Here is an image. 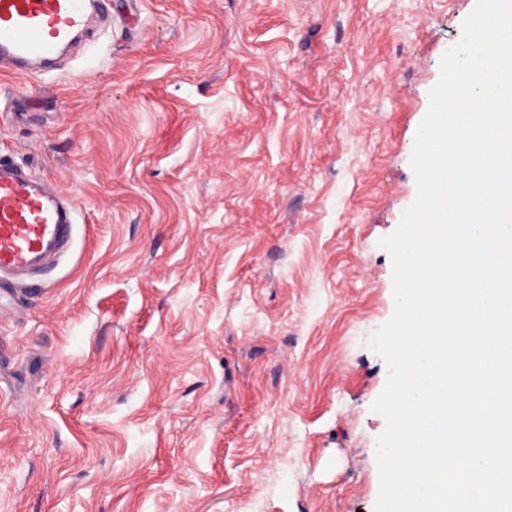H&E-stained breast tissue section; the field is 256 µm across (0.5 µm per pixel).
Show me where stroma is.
Listing matches in <instances>:
<instances>
[{
	"mask_svg": "<svg viewBox=\"0 0 512 512\" xmlns=\"http://www.w3.org/2000/svg\"><path fill=\"white\" fill-rule=\"evenodd\" d=\"M476 0H107L0 73L73 241L0 292V512H374L379 247Z\"/></svg>",
	"mask_w": 512,
	"mask_h": 512,
	"instance_id": "stroma-1",
	"label": "stroma"
}]
</instances>
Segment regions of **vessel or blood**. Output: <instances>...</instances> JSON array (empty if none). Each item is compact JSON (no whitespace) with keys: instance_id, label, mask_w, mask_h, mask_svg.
<instances>
[{"instance_id":"obj_1","label":"vessel or blood","mask_w":512,"mask_h":512,"mask_svg":"<svg viewBox=\"0 0 512 512\" xmlns=\"http://www.w3.org/2000/svg\"><path fill=\"white\" fill-rule=\"evenodd\" d=\"M106 0H0V72L46 69ZM75 208L52 181L0 160V275H22L64 252Z\"/></svg>"}]
</instances>
